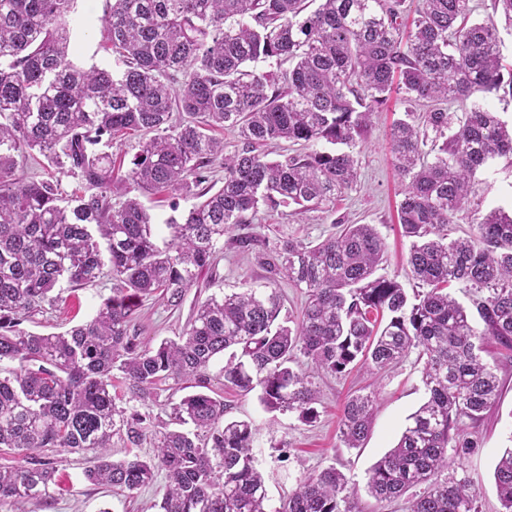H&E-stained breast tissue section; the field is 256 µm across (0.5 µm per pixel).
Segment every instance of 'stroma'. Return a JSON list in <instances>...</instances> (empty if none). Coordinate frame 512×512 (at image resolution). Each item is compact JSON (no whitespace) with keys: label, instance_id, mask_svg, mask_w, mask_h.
Returning <instances> with one entry per match:
<instances>
[{"label":"stroma","instance_id":"1","mask_svg":"<svg viewBox=\"0 0 512 512\" xmlns=\"http://www.w3.org/2000/svg\"><path fill=\"white\" fill-rule=\"evenodd\" d=\"M105 0H76L73 7V56L76 65L115 67L116 62L101 47L100 21ZM423 104L407 105L391 100L387 109L377 113L367 134L350 145L358 159L356 186L338 197L333 210H312L296 213L294 208L274 210L259 207L246 231L256 239L253 248L240 252L225 244L215 269L204 271L199 286L186 294L180 309L169 308L157 297L144 299L142 341L158 345L174 339L184 329L193 307L213 295L239 291L251 286L261 292H277L282 317L298 319L305 303L303 289L287 280L269 285L264 262L277 238L293 236L304 242L318 243L336 232L338 224H372L384 237L387 251L378 268L380 275L397 277L407 293L418 289L407 266L411 241L404 237L398 223L401 200V176L389 151V132L394 121L406 112H423ZM481 212L494 208L512 209V159L498 157L476 175ZM138 199L155 224L158 242L169 238L166 221L186 213L194 204L193 195L162 190L144 192ZM112 293V274L103 269L100 277L81 288L61 286L54 305L34 314L24 327L40 333H61L90 320L103 299ZM486 359L497 365L503 381L500 399L477 429L480 445L459 459L455 470L468 478L478 496L480 512H498L499 501L494 481V468L505 448L512 446V363L498 352ZM223 358H216L210 368L214 390L222 391L227 415L251 421L255 429L252 452L255 462L267 480L269 505L279 508L305 475L328 466L342 471L357 491L360 512H407L405 500L377 503L366 491V472L375 461L392 448L406 423L425 400L422 362L408 356L378 375L363 369L320 380L321 402L318 419L302 423L296 414L267 412L257 392L242 393L223 389L221 371ZM374 388L378 396L372 431L363 448L345 447L338 430L339 415L345 398L363 388ZM60 489L46 505H34L33 512H157L165 480L157 478L153 485L134 493L116 494L110 489L89 483L84 478L88 459L84 453H63Z\"/></svg>","mask_w":512,"mask_h":512}]
</instances>
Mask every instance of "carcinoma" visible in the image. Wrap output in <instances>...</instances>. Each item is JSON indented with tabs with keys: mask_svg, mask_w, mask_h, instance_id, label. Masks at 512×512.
Instances as JSON below:
<instances>
[{
	"mask_svg": "<svg viewBox=\"0 0 512 512\" xmlns=\"http://www.w3.org/2000/svg\"><path fill=\"white\" fill-rule=\"evenodd\" d=\"M420 2L408 31L405 0H320L308 14L305 0H106L101 36L122 65L114 71L71 60L74 0H0V448L24 461L0 467V508L48 501L61 465L49 453L90 448L84 476L94 485L133 492L165 472L158 512H359L333 466L269 510L252 424L226 417L210 366L225 356L224 387L258 388L267 411L311 423L316 376L356 366L376 374L415 353L427 399L369 468L367 492L378 503L406 495L408 512H479L471 482L443 473L448 452L478 447L468 425L499 395V366L482 353L494 342L512 360V214L494 209L451 240L448 226L464 205L480 206L477 172L512 154V127L488 107H433L393 125L399 221L423 291L410 297L397 278L376 275L383 237L371 224H347L315 245L283 239L266 259L272 279L306 289L292 327L279 321L276 292L249 286L198 304L176 340L153 346L131 330L135 300L180 304L216 265L224 235L259 205L304 213L352 189L357 158L318 145L364 137L393 95L410 103L474 90L512 95L494 18L470 21L471 0ZM217 127L237 131L234 153L212 135ZM128 131L140 141L125 170L98 145ZM282 140L303 149L276 159L257 151ZM34 151L76 179L71 194L56 174L15 176V155ZM221 155L224 185L211 195L203 183ZM163 188L199 202L167 222L161 247L135 193ZM106 261L112 296L91 320L58 334L21 328L55 302L57 286L94 282ZM455 282L468 288L469 305L447 292ZM115 370L130 402L170 379L194 392L172 405L171 422L155 423L117 404ZM376 404L373 390L344 402L345 447L364 446ZM116 436L131 448L148 439L155 454L112 460ZM494 479L500 512H512V448Z\"/></svg>",
	"mask_w": 512,
	"mask_h": 512,
	"instance_id": "1",
	"label": "carcinoma"
}]
</instances>
